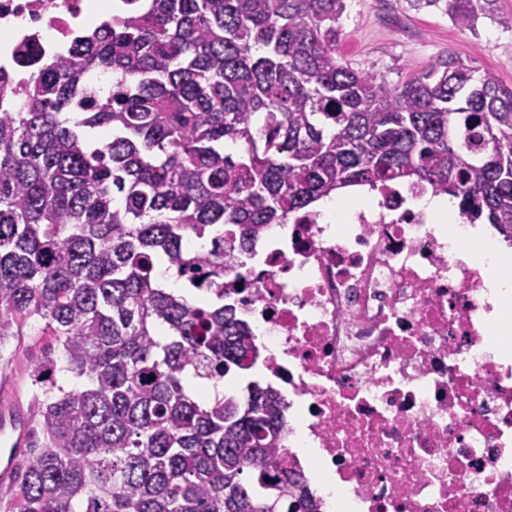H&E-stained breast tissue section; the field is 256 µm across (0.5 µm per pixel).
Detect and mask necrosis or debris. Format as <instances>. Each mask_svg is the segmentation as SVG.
I'll return each instance as SVG.
<instances>
[{
  "instance_id": "necrosis-or-debris-1",
  "label": "necrosis or debris",
  "mask_w": 512,
  "mask_h": 512,
  "mask_svg": "<svg viewBox=\"0 0 512 512\" xmlns=\"http://www.w3.org/2000/svg\"><path fill=\"white\" fill-rule=\"evenodd\" d=\"M88 0H0L5 68L53 57ZM422 189H366L337 219L268 225L224 288L287 405L292 462L342 494L322 512H512V344L495 332L491 258L433 223Z\"/></svg>"
}]
</instances>
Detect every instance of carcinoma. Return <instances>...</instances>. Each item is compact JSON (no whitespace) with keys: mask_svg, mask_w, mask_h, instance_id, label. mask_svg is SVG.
Wrapping results in <instances>:
<instances>
[{"mask_svg":"<svg viewBox=\"0 0 512 512\" xmlns=\"http://www.w3.org/2000/svg\"><path fill=\"white\" fill-rule=\"evenodd\" d=\"M422 2L494 19L495 0ZM346 8L114 0L0 101V344L35 319L61 345L33 372L44 441L12 512H320L275 392L188 387L260 358L224 272L267 225L396 180L512 246V87L451 52L397 86L343 64ZM161 261L205 299L162 287Z\"/></svg>","mask_w":512,"mask_h":512,"instance_id":"1","label":"carcinoma"}]
</instances>
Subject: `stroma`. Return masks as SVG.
Listing matches in <instances>:
<instances>
[{
    "mask_svg": "<svg viewBox=\"0 0 512 512\" xmlns=\"http://www.w3.org/2000/svg\"><path fill=\"white\" fill-rule=\"evenodd\" d=\"M346 4L336 56L354 69L400 84L452 50L512 87V0H497L495 19H479L473 32L459 29L438 10L412 6L409 0H346ZM60 355L55 337L35 320L24 325L21 335L0 345V408L24 410L30 431L38 430L40 420L33 370Z\"/></svg>",
    "mask_w": 512,
    "mask_h": 512,
    "instance_id": "obj_1",
    "label": "stroma"
}]
</instances>
